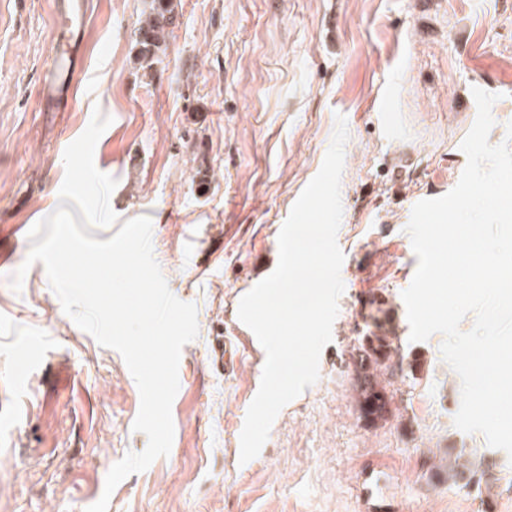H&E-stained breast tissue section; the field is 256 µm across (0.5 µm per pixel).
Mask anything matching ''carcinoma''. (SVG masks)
Segmentation results:
<instances>
[{"label": "carcinoma", "mask_w": 512, "mask_h": 512, "mask_svg": "<svg viewBox=\"0 0 512 512\" xmlns=\"http://www.w3.org/2000/svg\"><path fill=\"white\" fill-rule=\"evenodd\" d=\"M174 19V0H147L136 35V57L140 63H151L163 51ZM377 312L379 315L365 324L362 336L357 338L358 345L354 347L357 360L353 398L359 418L373 425L386 420L391 413L392 395L388 394L387 386L379 377L395 366L399 371L406 370L410 374L416 370L415 362H404L402 355L394 358L396 350L387 329L389 310L379 306ZM485 476L482 462L473 454H450L448 464L430 467V478L439 482L448 480L454 484L478 485Z\"/></svg>", "instance_id": "1"}]
</instances>
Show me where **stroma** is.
I'll return each mask as SVG.
<instances>
[{
	"label": "stroma",
	"instance_id": "1",
	"mask_svg": "<svg viewBox=\"0 0 512 512\" xmlns=\"http://www.w3.org/2000/svg\"><path fill=\"white\" fill-rule=\"evenodd\" d=\"M177 19L152 67L133 36L145 0H86L82 87L66 112L40 109L59 0H0V512H85L109 469L141 452L140 395L122 356L68 317L42 263L26 265L33 226L59 206L66 147L94 109L112 118L95 161L117 186L119 221L152 220L156 260L175 297L197 307L172 405L168 456L113 491L108 512H512V458L454 425L461 380L442 335L410 342L402 285L414 265L413 206L452 190L467 157L473 88L497 94L490 144L512 122V0H174ZM392 92V126L373 105ZM344 115V292L319 379L277 415L259 455L240 464L243 417L263 364L236 374L208 353L238 299L277 263V237L318 173ZM27 266L21 292L10 276ZM387 302L415 376H394L396 410L361 421L351 379L357 325ZM40 341L24 388L16 345ZM482 456L486 486L433 483L452 452Z\"/></svg>",
	"mask_w": 512,
	"mask_h": 512
}]
</instances>
